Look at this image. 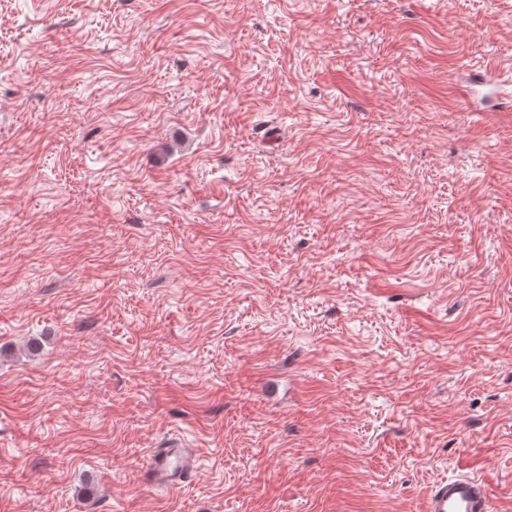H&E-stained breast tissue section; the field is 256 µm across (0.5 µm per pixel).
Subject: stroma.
Masks as SVG:
<instances>
[{"mask_svg":"<svg viewBox=\"0 0 512 512\" xmlns=\"http://www.w3.org/2000/svg\"><path fill=\"white\" fill-rule=\"evenodd\" d=\"M463 457L512 512V0H0V512H421ZM194 448L181 440L170 441L165 448L151 449L141 467V481L153 489L175 492L197 469Z\"/></svg>","mask_w":512,"mask_h":512,"instance_id":"1","label":"stroma"}]
</instances>
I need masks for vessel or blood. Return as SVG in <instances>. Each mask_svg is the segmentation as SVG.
I'll return each mask as SVG.
<instances>
[{
  "label": "vessel or blood",
  "instance_id": "obj_1",
  "mask_svg": "<svg viewBox=\"0 0 512 512\" xmlns=\"http://www.w3.org/2000/svg\"><path fill=\"white\" fill-rule=\"evenodd\" d=\"M197 463L195 449L174 440L166 447L148 452L141 468V481L150 488L174 492L196 470ZM422 512H493L489 486L485 479L459 472L431 486Z\"/></svg>",
  "mask_w": 512,
  "mask_h": 512
}]
</instances>
